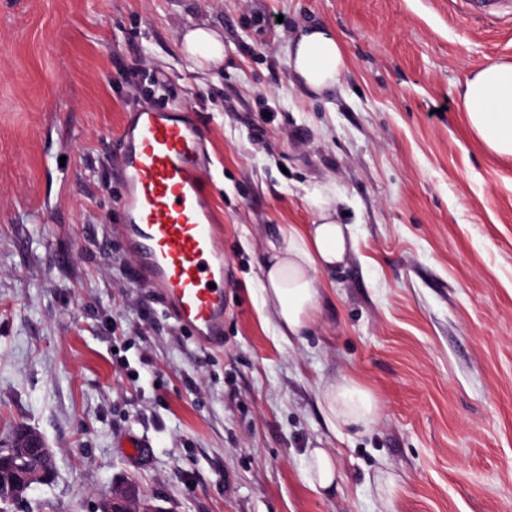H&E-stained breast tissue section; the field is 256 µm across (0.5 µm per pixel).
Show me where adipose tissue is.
Returning <instances> with one entry per match:
<instances>
[{"label":"adipose tissue","instance_id":"1","mask_svg":"<svg viewBox=\"0 0 512 512\" xmlns=\"http://www.w3.org/2000/svg\"><path fill=\"white\" fill-rule=\"evenodd\" d=\"M180 51L200 67L224 61V41L208 28L189 29ZM301 84L321 92L332 88L345 67V51L335 35L319 28L302 34L289 56ZM468 124L496 156L512 157V63L491 62L467 81L462 95ZM262 268V305L273 313L276 332L285 341L302 336L321 309L320 276L342 264L356 245L349 225L339 223L330 208H321L314 224H289ZM319 403L329 424L366 428L378 416L372 392L353 378L319 388ZM341 473L333 456L322 448L308 455L303 479L316 491L332 490Z\"/></svg>","mask_w":512,"mask_h":512}]
</instances>
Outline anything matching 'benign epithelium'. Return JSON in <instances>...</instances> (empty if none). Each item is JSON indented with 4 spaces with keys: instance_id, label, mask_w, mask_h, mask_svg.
I'll return each instance as SVG.
<instances>
[{
    "instance_id": "7a95c632",
    "label": "benign epithelium",
    "mask_w": 512,
    "mask_h": 512,
    "mask_svg": "<svg viewBox=\"0 0 512 512\" xmlns=\"http://www.w3.org/2000/svg\"><path fill=\"white\" fill-rule=\"evenodd\" d=\"M37 451L52 455L54 451L45 439L28 427L15 428L4 445L0 446V470L8 476V500L23 501L28 493L39 484L50 482L55 474L53 470L33 471L16 465L17 457L22 453ZM99 512H170L169 509L153 503H140L135 488L128 486L104 499Z\"/></svg>"
}]
</instances>
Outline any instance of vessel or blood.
<instances>
[{"mask_svg":"<svg viewBox=\"0 0 512 512\" xmlns=\"http://www.w3.org/2000/svg\"><path fill=\"white\" fill-rule=\"evenodd\" d=\"M461 2L479 18L512 15V0ZM119 140L121 229L135 274L199 342L219 344L227 282L217 214L206 189L207 133L192 108L161 112L144 106L127 116Z\"/></svg>","mask_w":512,"mask_h":512,"instance_id":"1","label":"vessel or blood"}]
</instances>
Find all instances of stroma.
<instances>
[{
    "label": "stroma",
    "mask_w": 512,
    "mask_h": 512,
    "mask_svg": "<svg viewBox=\"0 0 512 512\" xmlns=\"http://www.w3.org/2000/svg\"><path fill=\"white\" fill-rule=\"evenodd\" d=\"M311 25L348 59L320 93L288 65ZM194 26L222 65L181 54ZM490 61L512 62V20L460 0H0V441L28 426L56 453L5 512H98L127 485L171 512H512V159L461 110ZM144 105L208 132L215 347L131 278L119 130ZM323 205L357 246L287 343L259 265ZM346 377L380 402L369 430L318 404ZM314 448L342 474L324 497L301 477ZM180 51L199 67H217L224 62V40L205 27L189 29L182 37Z\"/></svg>",
    "instance_id": "obj_1"
}]
</instances>
